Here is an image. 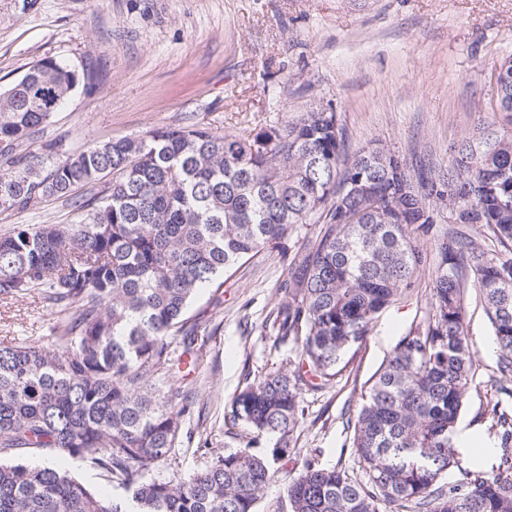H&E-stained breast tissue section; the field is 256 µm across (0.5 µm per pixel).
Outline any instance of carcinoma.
<instances>
[{
  "mask_svg": "<svg viewBox=\"0 0 512 512\" xmlns=\"http://www.w3.org/2000/svg\"><path fill=\"white\" fill-rule=\"evenodd\" d=\"M498 95L512 122V60ZM100 64L78 71L43 58L0 91V209L48 197L77 200L76 224H18L0 235V298L39 290L62 313L55 347L0 345V512H256L272 479L267 457L216 454L177 481L146 478L173 453L193 400L172 344L193 354L198 291L272 248L298 224H320L288 261L285 300L271 329L294 345L287 369L244 383L224 423L276 438L288 457L303 392L339 373L341 356L375 316L415 288L433 230L431 195L453 217L437 235L428 319L397 343L349 419L351 450L366 481L306 463L290 478L287 512H512V471L464 470L454 438L477 360L464 320L468 290L494 327L499 376L512 380V135L482 131L454 148L448 174L413 177L378 159L350 156L336 113L302 112L252 134L161 127L55 156L23 146ZM354 199L337 223L336 196ZM500 446L512 417L491 410ZM45 450L29 466L14 458ZM99 471L121 491L104 497L56 459Z\"/></svg>",
  "mask_w": 512,
  "mask_h": 512,
  "instance_id": "carcinoma-1",
  "label": "carcinoma"
}]
</instances>
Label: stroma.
<instances>
[{
  "label": "stroma",
  "instance_id": "1",
  "mask_svg": "<svg viewBox=\"0 0 512 512\" xmlns=\"http://www.w3.org/2000/svg\"><path fill=\"white\" fill-rule=\"evenodd\" d=\"M46 57L77 68L99 60L103 74L93 91L71 94L25 144L28 152L78 151L171 125L258 131L330 107L348 153L377 143L411 173L438 175L454 147L494 119L495 75L512 59V0H0V89ZM79 219L70 202L52 197L0 210V234ZM319 231L297 225L272 250L237 265L222 288L196 297L192 312L212 317L195 338L189 379L197 396L172 457L150 478L203 469L215 451L270 454L274 438L229 433L224 407L246 379L293 359L268 318L283 300L289 255ZM436 264L429 253L417 288L377 316L335 378L304 393L295 446L273 462L258 512H280L290 477L306 462L362 477L347 420L397 342L426 320ZM59 320L39 292L0 299V343L53 348ZM465 320L479 368L459 423L470 437L455 444L461 467L449 471L451 483L472 465L488 473L512 465V447L500 448L489 416L494 408L512 414V395L489 382L498 354L476 292L467 294Z\"/></svg>",
  "mask_w": 512,
  "mask_h": 512
}]
</instances>
